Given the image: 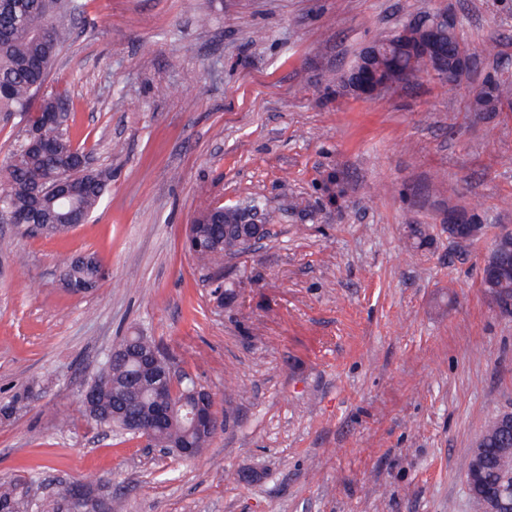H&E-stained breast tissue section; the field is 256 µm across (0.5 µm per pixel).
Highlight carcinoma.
Wrapping results in <instances>:
<instances>
[{
	"mask_svg": "<svg viewBox=\"0 0 512 512\" xmlns=\"http://www.w3.org/2000/svg\"><path fill=\"white\" fill-rule=\"evenodd\" d=\"M82 13L77 0H0V115L5 119L20 118L25 135L14 147L6 163L0 184V210L18 214L38 213L36 231L59 235L69 208L90 219L101 206L112 172L89 164L85 147L70 136L69 119L73 106L59 93H42V89L62 50L72 37V20ZM428 15L412 17L414 27L410 40L414 50L381 48L372 62L377 75L375 83L384 84L408 72L418 78L428 73L429 60L418 45L419 28L426 26ZM443 53L452 60L462 50L457 23L440 31ZM481 53L503 65L501 72L483 87L470 102L473 112H501L512 103V64L501 59L495 43ZM224 216L216 221L209 209L199 212L190 227L187 242L192 255L204 265L238 255L246 249L245 234L240 225L245 221L237 205L223 207ZM60 269L68 281L94 278L97 265L81 263L76 257L60 260ZM482 286L502 308L512 307V230L503 228L482 267ZM154 357V370L163 373L170 366L168 357L152 337L134 332L124 337L115 353L108 357L94 380L92 391L97 399L94 407L81 405L83 413L97 425L116 431H128L126 422L112 418V409L125 417L138 414L144 405L168 406L178 401L189 406L195 382L185 378L174 390L156 392L138 385L136 378L143 357ZM34 397L29 389L0 405V417L11 418L22 404ZM211 441V434L198 430L193 421L180 416L153 429L151 444L155 448H171L179 443L196 449L201 455ZM486 455L494 457L502 448H512V433L504 434L495 426H487L478 438ZM29 487L15 478L0 488V512H27Z\"/></svg>",
	"mask_w": 512,
	"mask_h": 512,
	"instance_id": "carcinoma-1",
	"label": "carcinoma"
}]
</instances>
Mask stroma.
<instances>
[{
    "label": "stroma",
    "instance_id": "stroma-1",
    "mask_svg": "<svg viewBox=\"0 0 512 512\" xmlns=\"http://www.w3.org/2000/svg\"><path fill=\"white\" fill-rule=\"evenodd\" d=\"M82 2L48 87L68 90L70 133L112 185L67 234L0 223V403L41 386L0 420V484L27 475L31 512H53L61 483L112 512H475L469 452L512 411V310L481 286L512 229V112L470 111L473 75L373 98L323 76L448 6L466 47L494 38L512 59V0ZM254 199L279 220L225 259L246 286L221 304L186 232ZM452 210L482 234L457 243ZM413 224L429 244L411 247ZM88 252L105 277L70 293L57 260ZM135 329L213 393L200 459L78 413Z\"/></svg>",
    "mask_w": 512,
    "mask_h": 512
}]
</instances>
